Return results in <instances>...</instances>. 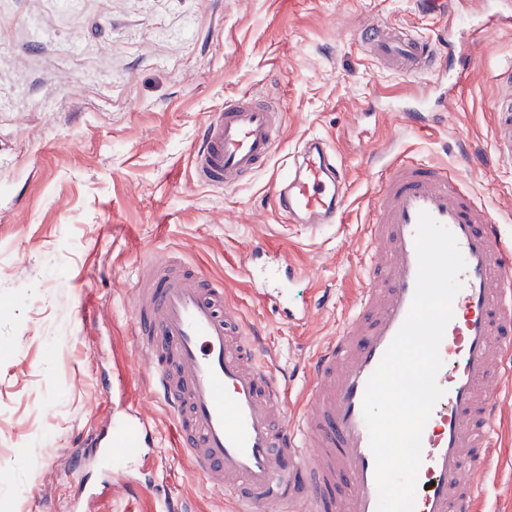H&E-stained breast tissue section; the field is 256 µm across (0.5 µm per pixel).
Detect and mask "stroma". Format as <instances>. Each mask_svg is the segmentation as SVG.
Listing matches in <instances>:
<instances>
[{
	"mask_svg": "<svg viewBox=\"0 0 512 512\" xmlns=\"http://www.w3.org/2000/svg\"><path fill=\"white\" fill-rule=\"evenodd\" d=\"M367 18L448 34L421 0H0V512H69L85 484L98 494L83 512H158L168 496L182 512H231L172 448L139 366L130 303L147 252L223 281L290 376L296 416L310 360L364 285L363 226L386 161L457 169L512 240V165L494 159L495 76L512 62V30L485 37L452 94L458 61L416 78L387 70L356 41ZM244 94L281 113L270 161L231 189L198 183L203 124ZM408 111L423 122L404 123ZM310 138L350 174L341 223L313 239L273 202ZM260 239L306 272L299 295L322 296L306 324L266 309L245 277ZM123 404L141 406L157 436L128 492L109 488L113 461L92 445ZM501 407L500 480L480 490L479 512H512V391Z\"/></svg>",
	"mask_w": 512,
	"mask_h": 512,
	"instance_id": "obj_1",
	"label": "stroma"
}]
</instances>
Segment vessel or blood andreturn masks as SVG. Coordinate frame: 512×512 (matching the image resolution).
Segmentation results:
<instances>
[{"label":"vessel or blood","mask_w":512,"mask_h":512,"mask_svg":"<svg viewBox=\"0 0 512 512\" xmlns=\"http://www.w3.org/2000/svg\"><path fill=\"white\" fill-rule=\"evenodd\" d=\"M448 16V53L470 66L482 38L512 26V11L459 12L435 0ZM361 43L395 72L433 69L435 43L403 27L369 25ZM496 139L500 159L512 163V70L498 76ZM280 116L245 95L213 113L192 154L194 174L210 186L231 187L272 155ZM349 173L334 148L305 141L287 177L277 181L274 206L289 223L317 235L338 223L348 199ZM428 212L455 236L466 266L439 353L437 382L444 394L422 437L415 512H474L477 493L496 466L491 428L499 419V391L512 379V243L455 169L413 160L390 164L367 225L371 263L352 319L316 354L314 389L299 420L288 417V378L263 352L259 330L223 283L177 258L157 256L140 269L131 298V334L153 396L167 411L173 439L208 484L224 492L234 512H376L375 464L363 419L366 383L406 319L415 290V232ZM245 276L261 300L288 324H306L316 303L292 300L279 265ZM151 422L138 410L114 415L96 445L113 438L136 448Z\"/></svg>","instance_id":"b4317fda"}]
</instances>
